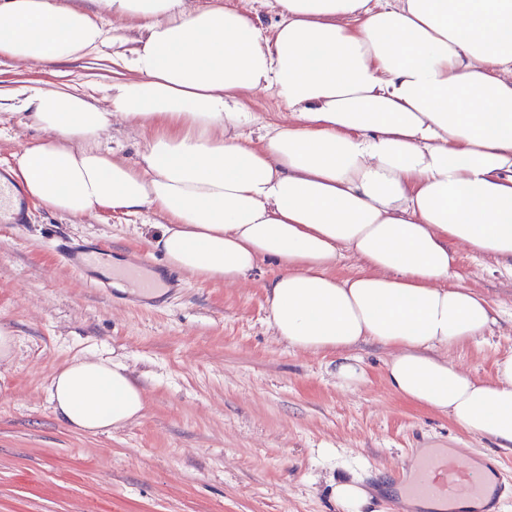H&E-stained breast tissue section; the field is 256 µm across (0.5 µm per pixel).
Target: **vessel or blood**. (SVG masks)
Segmentation results:
<instances>
[{"instance_id": "vessel-or-blood-1", "label": "vessel or blood", "mask_w": 512, "mask_h": 512, "mask_svg": "<svg viewBox=\"0 0 512 512\" xmlns=\"http://www.w3.org/2000/svg\"><path fill=\"white\" fill-rule=\"evenodd\" d=\"M17 194L14 185L0 180V223L22 224L26 221L25 209L16 205ZM57 251L64 261L81 275L89 287L110 294L111 289L105 280L94 275V267L102 264L106 251L81 243L62 242ZM123 278L142 291L143 303L153 301V295L163 290L173 292L180 285L179 278L159 274L155 264L147 257H140L132 266L121 269ZM407 470L413 475L410 495L414 498H440L448 502L475 501L484 493V476L472 463L458 455L431 456L423 460L408 458Z\"/></svg>"}]
</instances>
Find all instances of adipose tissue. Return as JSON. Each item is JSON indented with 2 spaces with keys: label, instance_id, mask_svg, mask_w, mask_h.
I'll return each mask as SVG.
<instances>
[{
  "label": "adipose tissue",
  "instance_id": "obj_1",
  "mask_svg": "<svg viewBox=\"0 0 512 512\" xmlns=\"http://www.w3.org/2000/svg\"><path fill=\"white\" fill-rule=\"evenodd\" d=\"M278 22L229 0H0V57L52 64L112 41L100 11L134 25L127 77L102 102L69 86L17 105L45 136L14 157L26 196L63 216L109 207L163 219L155 248L205 282L276 264L270 327L336 356L392 348L391 388L469 432L512 446V354L492 378L446 352L486 338L499 307L459 286L458 248L512 272V0H274ZM288 108L247 136L256 93ZM138 122L137 162L104 148ZM359 264L336 277L342 256ZM57 417L89 435L141 417L124 364L83 356L49 384Z\"/></svg>",
  "mask_w": 512,
  "mask_h": 512
}]
</instances>
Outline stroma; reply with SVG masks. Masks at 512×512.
Returning a JSON list of instances; mask_svg holds the SVG:
<instances>
[{
    "mask_svg": "<svg viewBox=\"0 0 512 512\" xmlns=\"http://www.w3.org/2000/svg\"><path fill=\"white\" fill-rule=\"evenodd\" d=\"M111 49L44 66L0 59V89L69 84L102 99L122 77ZM42 133L24 114L0 109V169ZM25 224H0V326L14 349L0 360V512H339L330 481L362 475L380 512L408 454L440 445L496 460L512 489V453L448 416L414 406L385 378L391 352L355 353L365 384L341 388L333 355L277 340L269 325L265 262L233 286L182 273L175 298L137 305L127 290L88 288L52 250L58 238L89 240L114 257L148 256L159 218L109 208L83 218L30 204ZM463 287L500 304L490 335L449 352L487 378L512 353V275L459 251ZM122 362L145 394L142 416L98 436L60 421L47 386L77 356Z\"/></svg>",
    "mask_w": 512,
    "mask_h": 512,
    "instance_id": "obj_1",
    "label": "stroma"
}]
</instances>
